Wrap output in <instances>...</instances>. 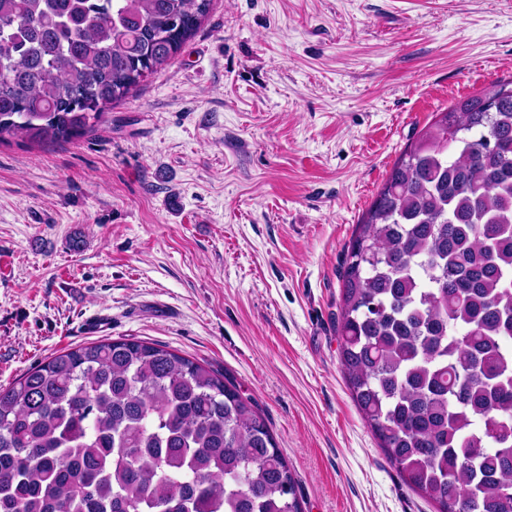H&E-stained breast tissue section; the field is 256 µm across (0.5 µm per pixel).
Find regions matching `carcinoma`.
Here are the masks:
<instances>
[{
	"mask_svg": "<svg viewBox=\"0 0 512 512\" xmlns=\"http://www.w3.org/2000/svg\"><path fill=\"white\" fill-rule=\"evenodd\" d=\"M211 0H0V143L92 131ZM340 364L438 512H512V80L395 162L345 247ZM0 512H303L257 405L163 346L101 340L0 389Z\"/></svg>",
	"mask_w": 512,
	"mask_h": 512,
	"instance_id": "cac0c4a2",
	"label": "carcinoma"
}]
</instances>
